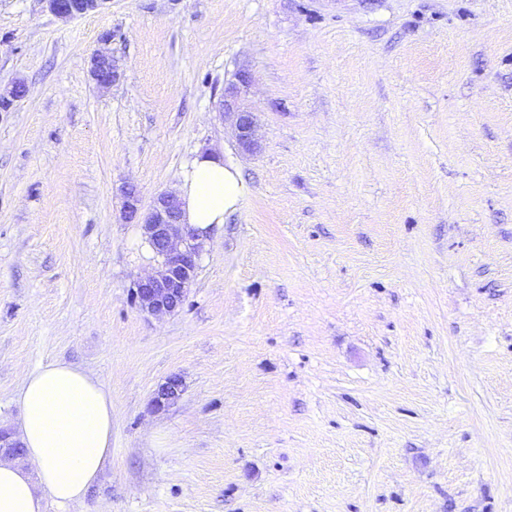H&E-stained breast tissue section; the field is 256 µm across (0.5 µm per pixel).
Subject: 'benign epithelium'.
<instances>
[{"instance_id": "7a95c632", "label": "benign epithelium", "mask_w": 512, "mask_h": 512, "mask_svg": "<svg viewBox=\"0 0 512 512\" xmlns=\"http://www.w3.org/2000/svg\"><path fill=\"white\" fill-rule=\"evenodd\" d=\"M48 10L62 19L79 17L96 12L112 0H44ZM111 53L97 51L90 59L89 74L99 88H108L116 83L119 74L109 71ZM250 76L241 72L237 82L224 88L222 109L236 131L240 150L249 155L260 151L255 113L243 104L249 87ZM125 215L128 219L142 220V230L154 258L159 264L156 275L134 283L135 306L151 315L173 314L179 311L195 281L197 261L201 251V239L187 225L181 222V206L171 193H160L154 197L149 210L139 214L140 199L137 190L128 187L124 191ZM183 383L180 377L172 376L159 386L151 400L157 410L168 407L180 398ZM0 455L18 457L21 447L11 434L0 430Z\"/></svg>"}]
</instances>
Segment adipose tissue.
I'll return each instance as SVG.
<instances>
[{
    "label": "adipose tissue",
    "mask_w": 512,
    "mask_h": 512,
    "mask_svg": "<svg viewBox=\"0 0 512 512\" xmlns=\"http://www.w3.org/2000/svg\"><path fill=\"white\" fill-rule=\"evenodd\" d=\"M247 187L216 153L198 154L177 184L183 221L208 238ZM18 437L25 464L0 459V512H44L81 501L112 457V395L91 373L52 361L23 382Z\"/></svg>",
    "instance_id": "1"
}]
</instances>
